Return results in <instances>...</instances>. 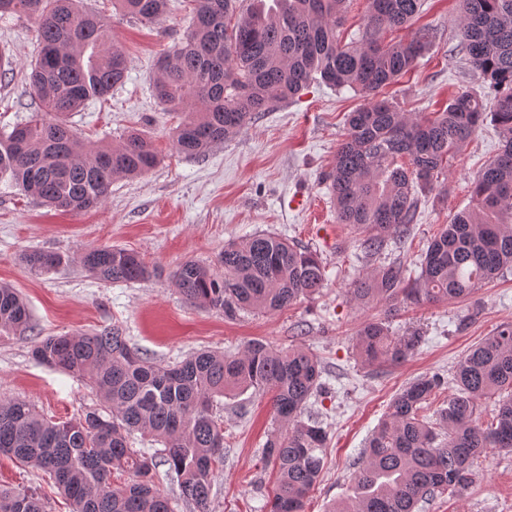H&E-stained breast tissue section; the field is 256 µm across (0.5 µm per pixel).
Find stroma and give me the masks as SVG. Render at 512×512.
Here are the masks:
<instances>
[{"instance_id": "obj_1", "label": "stroma", "mask_w": 512, "mask_h": 512, "mask_svg": "<svg viewBox=\"0 0 512 512\" xmlns=\"http://www.w3.org/2000/svg\"><path fill=\"white\" fill-rule=\"evenodd\" d=\"M81 5L111 24L128 72L107 101L86 102L72 115V124L81 141L93 147H116L128 132L142 133L153 142L159 162L144 176L114 181L101 206L82 212L55 210L0 184V284L16 288L31 315L30 331L0 337V399L28 400L45 417L63 421L99 408L83 381L32 358L30 346L38 337L100 332L118 324L131 344L162 364L201 349L233 353L254 340L304 347L325 367V387L308 412L328 431L326 471L305 512H331L348 494L353 464L393 397L409 382L437 373L446 379L440 396L448 398L455 391L448 381L455 363L500 324L512 322V273L464 300L392 312L382 304L351 300L349 284L378 262L363 259L360 234L338 223L321 177L345 137L348 113L364 106L366 97L313 80L205 156L188 157L172 147L181 115L162 110L153 82L157 59L190 31L193 0H168L156 25L130 21L112 0H82ZM459 16V0H424L411 27L382 32L386 42L410 39L421 28L433 34L415 69L381 92L399 111L436 112L465 89L493 107L494 90L472 70L460 46ZM0 48L14 57L12 71L0 77V131H7L28 120L36 107L26 80L38 51L33 20L0 19ZM500 147L495 123L484 122L442 176L446 194L422 198L410 237L394 248L409 271H416L428 241L469 206L476 175ZM326 224L335 228V244L322 236ZM259 231L317 251L328 277L321 296L272 315L228 318L190 302L172 285L170 275L182 262H215L226 243ZM104 245L139 253L150 279L112 284L90 274L78 256ZM32 249L59 253L65 261L47 275L28 273L21 255ZM372 319L387 320L395 332L420 329L425 342L401 365L365 366L355 357L354 337ZM217 412L224 421L225 450L214 473L210 512H269L276 470L264 460L262 448L274 428L270 398L249 391L220 399ZM0 486L38 492L47 512H72L48 475L4 455ZM422 512H512V453L480 458L464 496L435 498Z\"/></svg>"}]
</instances>
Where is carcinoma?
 Masks as SVG:
<instances>
[{"label":"carcinoma","mask_w":512,"mask_h":512,"mask_svg":"<svg viewBox=\"0 0 512 512\" xmlns=\"http://www.w3.org/2000/svg\"><path fill=\"white\" fill-rule=\"evenodd\" d=\"M191 32L157 61L154 93L168 112L187 117L173 134L175 150L201 157L243 130L260 112L302 91L313 79L349 87L370 102L349 115L329 182L339 223L363 233L365 257L402 242L417 220L420 195L445 187L439 177L483 122L498 126L503 146L474 181L472 206L458 213L425 249L416 277L389 258L350 289L361 303L404 304L465 299L512 272V0H461L459 33L470 66L496 92L493 112L460 91L441 112L410 117L381 90L412 70L433 39L419 29L406 41L383 43L386 29L408 26L424 0H368L364 30L344 44L337 29L346 0H249L236 25L226 19L238 0H194ZM123 15L160 22L167 0H113ZM34 20L39 53L30 64L35 115L0 134V183L45 205L80 212L100 206L118 178L142 175L158 163L152 143L132 133L117 148L82 144L70 122L88 100H107L124 80L128 60L108 22L76 0H0V17ZM64 257L29 250L24 269L48 274ZM83 266L103 281L133 283L149 276L139 255L122 247H92ZM172 283L187 299L226 317L275 314L319 295L327 284L317 252L274 233L231 241L217 263L186 260ZM30 313L19 293L0 285V334L22 333ZM424 341L416 329L393 333L385 321L365 322L354 338L362 364L393 367ZM34 359L87 380L102 408L53 421L24 399L0 400V454L53 475L73 512H173L154 483L156 461L169 466L183 499L210 512L213 466L224 460L219 397L253 390L269 394L278 428L262 456L277 467L271 512H304L324 468L326 430L305 418L322 389L320 360L301 347L262 341L237 353L197 351L164 365L131 345L114 326L94 334L38 338ZM457 392L428 416L438 376L404 387L370 435L357 461L350 493L333 512H416L435 497L461 495L474 482L475 463L490 452H512V323L471 348L456 363ZM498 403L481 420L480 402ZM134 432L162 445L152 455L128 446ZM129 481L115 486L112 475ZM0 512H45L31 490L0 488Z\"/></svg>","instance_id":"cac0c4a2"}]
</instances>
